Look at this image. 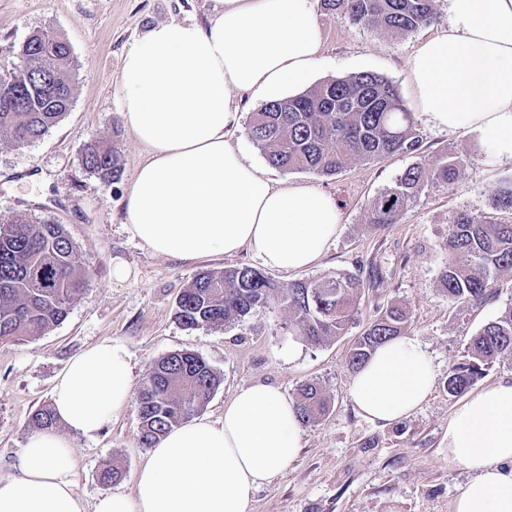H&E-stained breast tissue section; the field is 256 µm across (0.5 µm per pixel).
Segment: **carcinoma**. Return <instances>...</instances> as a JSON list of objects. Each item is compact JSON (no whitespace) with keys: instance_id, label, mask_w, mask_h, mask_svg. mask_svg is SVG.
Segmentation results:
<instances>
[{"instance_id":"cac0c4a2","label":"carcinoma","mask_w":512,"mask_h":512,"mask_svg":"<svg viewBox=\"0 0 512 512\" xmlns=\"http://www.w3.org/2000/svg\"><path fill=\"white\" fill-rule=\"evenodd\" d=\"M324 5L354 23L392 34L417 31L433 19V0H324ZM26 73L9 93L0 89V130L23 145L42 137L69 111L75 93L69 45L51 29H41L23 43ZM250 139L267 162L285 171L336 174L349 161L374 162L395 154H418L422 139L396 87L372 72L325 80L296 96L268 101L252 113ZM468 157L449 156L429 169L407 168L395 186L369 204V223L384 228L419 198L428 186L450 187ZM84 164L103 182L120 176L115 147L86 146ZM493 207L512 212V180L502 184ZM448 264L439 283L448 298L482 304L499 277L512 271V224L461 213L448 231ZM87 280L75 261V247L64 225L17 214L0 221V342L42 335L64 321ZM359 280L326 275L280 287L261 270L228 267L200 273L177 298L176 319L187 329L230 324L267 306L285 307L289 328L311 345L344 335L358 315ZM406 312L382 311L351 347L348 366L358 369L384 342L402 335ZM512 354V309L488 322L470 344V360L448 373V395L459 396L482 367ZM220 376L199 354L179 351L154 361L138 402L140 441L153 445L170 429L199 413L219 387ZM301 424L314 425L329 410L316 383L298 388L295 401ZM49 408L37 411L31 425L53 426Z\"/></svg>"}]
</instances>
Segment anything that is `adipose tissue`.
I'll return each instance as SVG.
<instances>
[{"mask_svg": "<svg viewBox=\"0 0 512 512\" xmlns=\"http://www.w3.org/2000/svg\"><path fill=\"white\" fill-rule=\"evenodd\" d=\"M322 50L313 0H216L209 27L155 24L124 54L123 118L146 156L126 197V223L157 255L194 260L246 251L268 268L318 264L341 224L326 194L274 184L231 136L244 96L304 87ZM419 112L434 127L478 132L485 156L512 160V0H448V25L421 40L406 64ZM434 365L420 340L378 347L349 392L370 421L394 424L430 395ZM130 354L120 342L72 358L52 410L94 437L126 406ZM294 401L274 386L240 388L224 419L195 418L151 448L134 495H76L70 442L31 436L20 476L0 486V512H247L254 492L283 472L299 444ZM448 456L472 472L453 512H512V382L473 392L448 422Z\"/></svg>", "mask_w": 512, "mask_h": 512, "instance_id": "obj_1", "label": "adipose tissue"}]
</instances>
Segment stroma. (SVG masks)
Wrapping results in <instances>:
<instances>
[{"label": "stroma", "mask_w": 512, "mask_h": 512, "mask_svg": "<svg viewBox=\"0 0 512 512\" xmlns=\"http://www.w3.org/2000/svg\"><path fill=\"white\" fill-rule=\"evenodd\" d=\"M434 5L430 25L393 35L326 10L322 0L314 2L323 49L313 83L360 72L392 81L416 113L421 155L352 161L333 176L286 172L269 166L250 140L248 108L232 138L273 182L321 191L341 212L339 232L316 266L270 273L283 285L336 273L360 279L357 320L344 336L312 346L289 331V314L277 304L226 326L183 328L175 318L176 298L200 272L256 268L259 260L246 251L191 261L163 257L132 238L123 222L126 193L145 156L122 118L123 56L155 23L176 18L208 25L212 0H0V73L18 65V51L31 32L50 28L71 48L76 88L69 112L44 136L21 146L0 141V215L23 212L64 225L88 280L63 323L41 336L0 344L1 485L17 477L18 454L33 432L31 416L50 405L55 380L70 359L116 340L131 356L133 397L96 437L56 426L72 446L74 490L86 505L109 492L133 495L134 476L149 453L139 442L136 394L154 360L192 351L221 377L202 411L211 420L223 419L225 403L239 388L258 383L292 397L310 380L330 402L322 421L301 427L295 459L254 493L248 512H452L471 474L448 459V421L459 400L448 395L445 381L453 366L467 362L478 331L512 308V274L479 306L451 302L438 277L449 259L448 229L458 213L512 222V214L492 206L499 186L512 179V160L488 159L476 132L440 130L417 114L404 62L418 40L446 25L447 0ZM105 140L116 147L122 169L120 179L109 183L83 162L86 146ZM453 153L471 156L453 186L427 188L385 229L369 224L370 201L392 188L408 167L418 162L432 167ZM118 264L129 268L128 279H113ZM392 305L408 312L405 333L421 341L436 383L420 409L382 426L358 414L349 394L353 371L346 359L368 322ZM112 465L122 467L123 478L102 484L103 470Z\"/></svg>", "instance_id": "35a3bbf8"}]
</instances>
